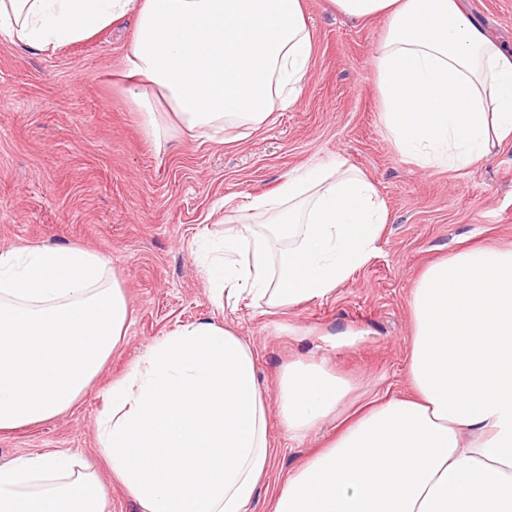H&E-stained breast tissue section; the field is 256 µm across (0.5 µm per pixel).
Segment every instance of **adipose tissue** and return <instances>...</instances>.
Wrapping results in <instances>:
<instances>
[{
  "label": "adipose tissue",
  "instance_id": "1",
  "mask_svg": "<svg viewBox=\"0 0 512 512\" xmlns=\"http://www.w3.org/2000/svg\"><path fill=\"white\" fill-rule=\"evenodd\" d=\"M343 16L390 24L375 60L385 128L428 168L458 170L512 141V55L466 0H329ZM133 18L126 98L163 146L261 128L298 95L312 33L302 0H0V36L40 51ZM296 243L271 263L270 239L224 229L207 256L215 303L269 308L332 294L375 251L387 212L361 172L315 162L289 175ZM407 395L352 420V383L316 361L278 382L292 435L342 427L278 487L268 512H512V247L467 248L429 265L410 291ZM129 306L99 253L80 246L0 251V434L75 408L122 340ZM252 346L201 321L156 340L119 380L96 423L110 475L136 512H250L274 462ZM100 473L53 450L0 464V512H110Z\"/></svg>",
  "mask_w": 512,
  "mask_h": 512
}]
</instances>
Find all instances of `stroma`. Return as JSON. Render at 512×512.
<instances>
[{
	"label": "stroma",
	"instance_id": "obj_1",
	"mask_svg": "<svg viewBox=\"0 0 512 512\" xmlns=\"http://www.w3.org/2000/svg\"><path fill=\"white\" fill-rule=\"evenodd\" d=\"M312 31L301 94L257 130L222 141L188 135L155 148L117 79L134 36L127 19L91 39L42 52L0 37V251L77 245L108 262L124 289L127 334L100 378L69 413L0 435V462L67 449L94 457L95 420L107 389L156 339L214 321L253 345L266 390L274 465L253 512L336 422L293 438L277 408L288 362L324 363L350 380L349 407L403 395L411 319L407 300L430 262L464 246L512 245V143L459 171L424 169L401 155L382 118L374 77L386 18L355 22L327 0H303ZM472 17L512 48V0H467ZM341 160L376 186L388 221L376 250L326 298L267 309L249 297L218 306L199 245L224 225L255 219L258 196L277 195L310 160ZM341 331L362 334L337 346Z\"/></svg>",
	"mask_w": 512,
	"mask_h": 512
}]
</instances>
